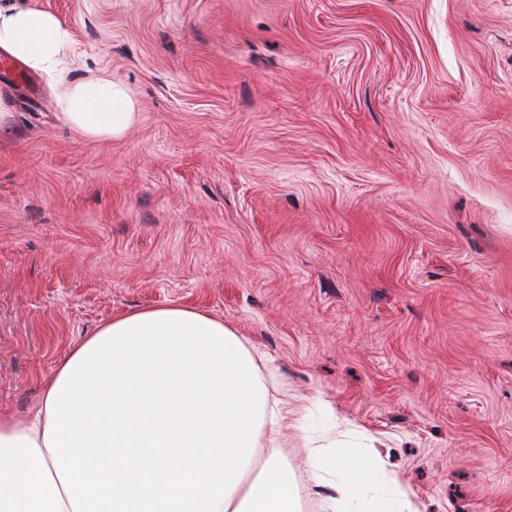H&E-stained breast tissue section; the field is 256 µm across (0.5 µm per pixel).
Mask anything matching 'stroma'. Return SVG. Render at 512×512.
Instances as JSON below:
<instances>
[{
  "label": "stroma",
  "mask_w": 512,
  "mask_h": 512,
  "mask_svg": "<svg viewBox=\"0 0 512 512\" xmlns=\"http://www.w3.org/2000/svg\"><path fill=\"white\" fill-rule=\"evenodd\" d=\"M17 2L140 118L85 139L0 50V411L179 303L373 439L420 512H512V0Z\"/></svg>",
  "instance_id": "35a3bbf8"
}]
</instances>
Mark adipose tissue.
I'll return each instance as SVG.
<instances>
[{
  "instance_id": "obj_1",
  "label": "adipose tissue",
  "mask_w": 512,
  "mask_h": 512,
  "mask_svg": "<svg viewBox=\"0 0 512 512\" xmlns=\"http://www.w3.org/2000/svg\"><path fill=\"white\" fill-rule=\"evenodd\" d=\"M0 49L58 86L68 127L118 139L139 120L122 84L63 80L79 51L53 14L0 0ZM307 408L270 401L236 332L171 304L114 316L42 382L31 416L0 412V512H302L276 442ZM323 512H418L374 448L303 438Z\"/></svg>"
}]
</instances>
